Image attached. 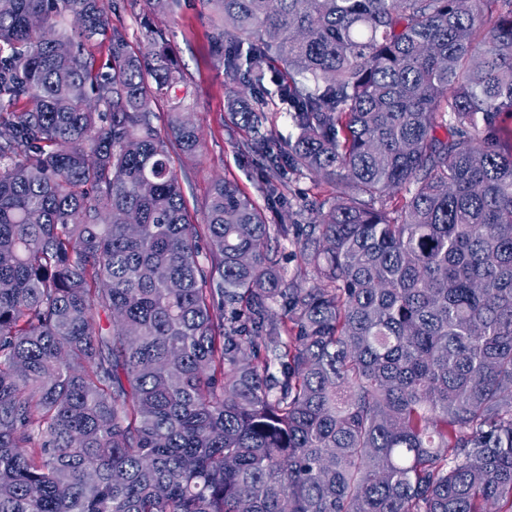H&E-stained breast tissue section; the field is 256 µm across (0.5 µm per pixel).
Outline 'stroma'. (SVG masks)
<instances>
[{
    "mask_svg": "<svg viewBox=\"0 0 512 512\" xmlns=\"http://www.w3.org/2000/svg\"><path fill=\"white\" fill-rule=\"evenodd\" d=\"M111 18L137 51L150 46L147 30L162 32L184 73L181 107L191 113L204 142L201 155L181 165L183 193L194 222L202 223L209 189L217 180L236 183L261 201L260 163L240 154L242 133L228 119L227 96L234 83L217 51L207 6L202 0H182L181 9L170 16L148 10L143 0H113Z\"/></svg>",
    "mask_w": 512,
    "mask_h": 512,
    "instance_id": "35a3bbf8",
    "label": "stroma"
}]
</instances>
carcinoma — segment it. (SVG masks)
Returning a JSON list of instances; mask_svg holds the SVG:
<instances>
[{
  "label": "carcinoma",
  "mask_w": 512,
  "mask_h": 512,
  "mask_svg": "<svg viewBox=\"0 0 512 512\" xmlns=\"http://www.w3.org/2000/svg\"><path fill=\"white\" fill-rule=\"evenodd\" d=\"M203 2L264 206L195 224L162 32L0 0V512H512V0ZM266 112V119L264 120V129L268 133H272L275 137L280 139H288V119L285 112V105H282L277 97L270 98ZM287 181V194L289 196H298L306 201L307 204L319 206L324 201L332 199V190L327 185H315L309 177H293Z\"/></svg>",
  "instance_id": "1"
}]
</instances>
